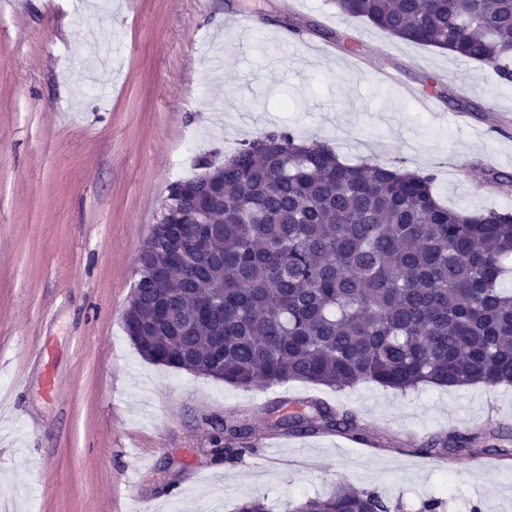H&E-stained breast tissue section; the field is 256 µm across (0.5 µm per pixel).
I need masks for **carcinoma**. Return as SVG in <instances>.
I'll use <instances>...</instances> for the list:
<instances>
[{"instance_id": "obj_1", "label": "carcinoma", "mask_w": 512, "mask_h": 512, "mask_svg": "<svg viewBox=\"0 0 512 512\" xmlns=\"http://www.w3.org/2000/svg\"><path fill=\"white\" fill-rule=\"evenodd\" d=\"M338 11L391 36L493 66L512 83V0H336ZM486 181L512 188V173ZM434 175L388 163L343 162L326 144L290 130L264 131L224 165L172 185L163 213L180 224L174 259L156 228L138 256L132 331L167 298L175 327L131 341L147 360L251 389L289 382L402 394L422 385L512 386V212L450 209ZM206 186L224 206H205ZM218 306L207 324L198 311ZM283 435L336 433L364 441L356 412L322 399L271 421ZM251 428L226 420L215 460L255 451ZM482 432L450 431L425 455L512 449ZM289 512H391L371 490L344 484Z\"/></svg>"}]
</instances>
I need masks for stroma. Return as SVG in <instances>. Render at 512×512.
<instances>
[{
	"instance_id": "1",
	"label": "stroma",
	"mask_w": 512,
	"mask_h": 512,
	"mask_svg": "<svg viewBox=\"0 0 512 512\" xmlns=\"http://www.w3.org/2000/svg\"><path fill=\"white\" fill-rule=\"evenodd\" d=\"M340 36L360 37L358 54ZM432 80L428 111L404 89ZM280 128L350 164L434 174L448 207L512 210V190L484 179L512 172V84L334 0H0V512H236L258 495L287 512L339 482L403 512L432 496L446 512H512V459L465 477L471 456L413 451L484 421L512 428V387L245 390L150 362L127 336L138 254L171 186ZM311 395L353 407L390 447L285 436L274 456L214 459L225 419L259 434L267 407Z\"/></svg>"
}]
</instances>
